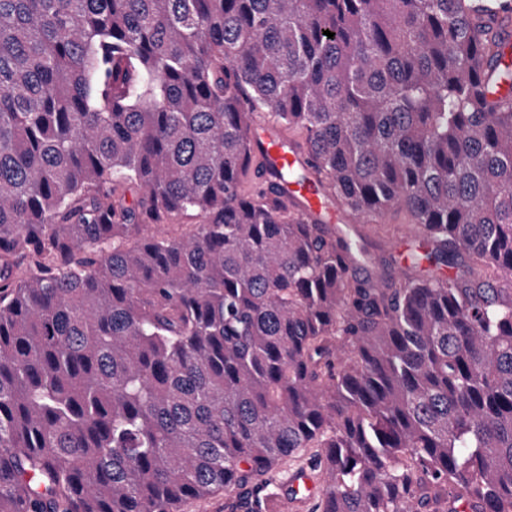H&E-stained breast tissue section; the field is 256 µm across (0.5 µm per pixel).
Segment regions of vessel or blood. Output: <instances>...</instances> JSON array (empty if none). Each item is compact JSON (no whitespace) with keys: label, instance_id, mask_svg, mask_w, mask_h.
<instances>
[{"label":"vessel or blood","instance_id":"vessel-or-blood-1","mask_svg":"<svg viewBox=\"0 0 512 512\" xmlns=\"http://www.w3.org/2000/svg\"><path fill=\"white\" fill-rule=\"evenodd\" d=\"M250 135L253 155L265 177H278L282 194L296 204L306 221L347 222L344 206H330L322 180L294 141L267 122H251Z\"/></svg>","mask_w":512,"mask_h":512}]
</instances>
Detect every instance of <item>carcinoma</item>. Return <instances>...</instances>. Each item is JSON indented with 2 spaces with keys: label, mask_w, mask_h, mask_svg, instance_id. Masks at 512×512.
I'll list each match as a JSON object with an SVG mask.
<instances>
[{
  "label": "carcinoma",
  "mask_w": 512,
  "mask_h": 512,
  "mask_svg": "<svg viewBox=\"0 0 512 512\" xmlns=\"http://www.w3.org/2000/svg\"><path fill=\"white\" fill-rule=\"evenodd\" d=\"M512 0H0V512H512ZM334 33L329 38L324 31ZM297 135L399 272L309 224ZM139 190L135 203L127 191ZM187 216L180 236L150 232ZM467 261L485 278L454 275ZM250 119L253 155L258 159L264 177L276 179L282 194L296 204L298 213L306 221L348 223L350 218L343 203L337 201L336 210L329 205L322 180L308 163L305 154L288 138H294V133L278 123L283 132L268 122H257L270 120L266 112H254ZM286 172H298L301 177L284 179ZM349 225L375 244L379 260L386 259L392 271H398V267L404 263V257L417 249L418 240L411 238V235L421 234L418 228L407 223L400 212H389L383 217H366L365 221L360 219ZM236 493H225L219 491L214 495L191 502L182 507L180 512H244L241 510L231 511L227 508L228 502L235 500Z\"/></svg>",
  "instance_id": "1"
}]
</instances>
